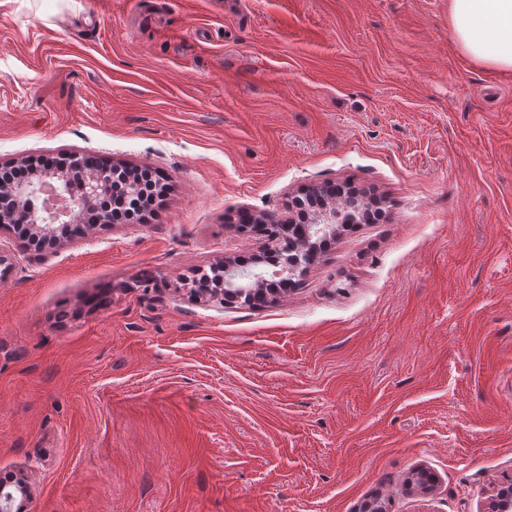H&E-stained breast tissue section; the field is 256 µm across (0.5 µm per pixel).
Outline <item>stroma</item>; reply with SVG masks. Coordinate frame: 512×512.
<instances>
[{
  "instance_id": "35a3bbf8",
  "label": "stroma",
  "mask_w": 512,
  "mask_h": 512,
  "mask_svg": "<svg viewBox=\"0 0 512 512\" xmlns=\"http://www.w3.org/2000/svg\"><path fill=\"white\" fill-rule=\"evenodd\" d=\"M72 152L169 191L40 254L0 228V480L35 512H485L512 483V71L449 0H0V166ZM327 182L382 217L296 287L184 289L269 248L241 207Z\"/></svg>"
}]
</instances>
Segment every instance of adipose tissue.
Listing matches in <instances>:
<instances>
[{
	"mask_svg": "<svg viewBox=\"0 0 512 512\" xmlns=\"http://www.w3.org/2000/svg\"><path fill=\"white\" fill-rule=\"evenodd\" d=\"M449 16L468 58L512 70V0H449Z\"/></svg>",
	"mask_w": 512,
	"mask_h": 512,
	"instance_id": "1",
	"label": "adipose tissue"
}]
</instances>
